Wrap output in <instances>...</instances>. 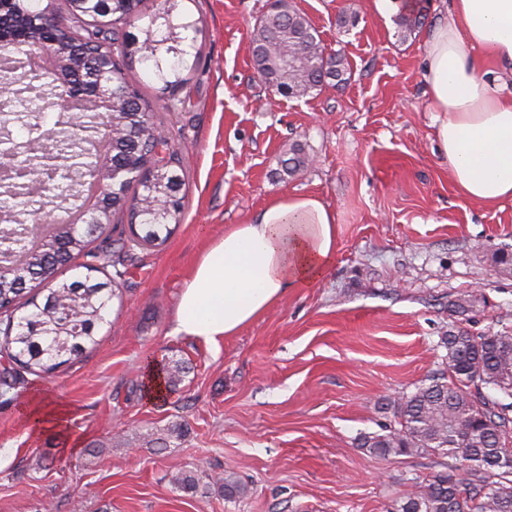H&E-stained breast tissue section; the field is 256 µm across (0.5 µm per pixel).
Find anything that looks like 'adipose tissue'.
<instances>
[{
  "label": "adipose tissue",
  "mask_w": 512,
  "mask_h": 512,
  "mask_svg": "<svg viewBox=\"0 0 512 512\" xmlns=\"http://www.w3.org/2000/svg\"><path fill=\"white\" fill-rule=\"evenodd\" d=\"M495 67L484 70L470 48ZM424 82L436 137L454 185L466 199L494 205L512 199V0H452L447 20L424 42ZM336 256V217L318 198L269 201L200 255L175 312L178 333L219 347L291 288H309Z\"/></svg>",
  "instance_id": "adipose-tissue-1"
}]
</instances>
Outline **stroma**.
<instances>
[{
  "mask_svg": "<svg viewBox=\"0 0 512 512\" xmlns=\"http://www.w3.org/2000/svg\"><path fill=\"white\" fill-rule=\"evenodd\" d=\"M293 3L344 57L345 85L271 94L251 56L269 0H191L199 69L174 92L175 111L145 91L188 175L184 222L127 261L96 347L52 375H25L0 403V512H387L447 464L374 456L358 438L442 369L449 329L512 330V200L478 205L453 185L425 93L426 29L400 38L396 9L376 0ZM296 143L307 164L280 177ZM284 195L336 214L324 278L220 347L177 333L199 256ZM467 295L474 307L453 312ZM177 362L176 390L148 402L147 365ZM35 395L70 406L68 424L33 430ZM181 470L203 475L197 491L174 483ZM228 475L244 495L225 497Z\"/></svg>",
  "mask_w": 512,
  "mask_h": 512,
  "instance_id": "stroma-1",
  "label": "stroma"
}]
</instances>
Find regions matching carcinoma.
<instances>
[{
    "label": "carcinoma",
    "mask_w": 512,
    "mask_h": 512,
    "mask_svg": "<svg viewBox=\"0 0 512 512\" xmlns=\"http://www.w3.org/2000/svg\"><path fill=\"white\" fill-rule=\"evenodd\" d=\"M186 0H159L152 13L143 0H0V43L4 57L20 62L37 43L52 39L65 65L12 76V93L1 112L12 114L41 141L43 128L56 133V155L70 159L59 177L31 174L23 185L6 188L14 227L0 228V309L27 311L0 340V384L10 387L23 374L49 375L81 357L97 343V332L111 324L112 301L123 272H101L109 253L158 247L184 217L182 191L187 175L169 138L156 135L162 122L143 94L144 80L164 96L187 82L198 68L200 20ZM428 19L426 0H411L400 12L411 32ZM114 53L120 65L105 75L112 83V117L104 118L76 99L71 112L57 100L71 95L76 73L85 90L96 88L100 71L87 62ZM252 58L257 72L281 95L302 97L330 82H345L338 53L321 46L317 30L290 0H274L255 24ZM112 156V193L96 200V223L56 224L43 248L29 237L28 212L52 193L56 207L78 212L92 187L103 154ZM307 157L294 147L281 172L295 175ZM127 215L123 228L112 222ZM78 256L86 272L42 287L48 277ZM441 344L446 371L428 378L393 405V421L364 433L358 445L379 456L434 452L455 459L435 473L421 491L406 495L392 512H512V450L501 435L512 430V333L475 336L461 327L448 330ZM489 388L490 396L482 392Z\"/></svg>",
    "instance_id": "obj_1"
}]
</instances>
